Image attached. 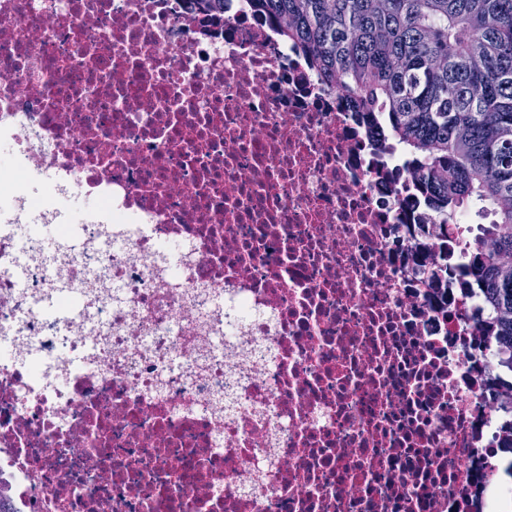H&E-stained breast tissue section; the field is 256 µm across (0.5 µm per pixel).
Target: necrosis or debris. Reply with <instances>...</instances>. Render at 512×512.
Masks as SVG:
<instances>
[{"instance_id":"1","label":"necrosis or debris","mask_w":512,"mask_h":512,"mask_svg":"<svg viewBox=\"0 0 512 512\" xmlns=\"http://www.w3.org/2000/svg\"><path fill=\"white\" fill-rule=\"evenodd\" d=\"M0 147L9 512H512L483 206L249 0H0Z\"/></svg>"}]
</instances>
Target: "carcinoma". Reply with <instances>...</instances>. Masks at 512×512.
Segmentation results:
<instances>
[{
  "instance_id": "carcinoma-1",
  "label": "carcinoma",
  "mask_w": 512,
  "mask_h": 512,
  "mask_svg": "<svg viewBox=\"0 0 512 512\" xmlns=\"http://www.w3.org/2000/svg\"><path fill=\"white\" fill-rule=\"evenodd\" d=\"M347 106L409 152L404 168L440 212L472 200L494 220L464 272L512 344V0H253Z\"/></svg>"
}]
</instances>
